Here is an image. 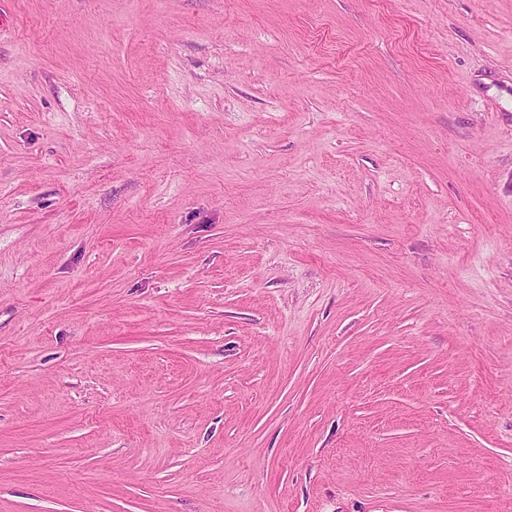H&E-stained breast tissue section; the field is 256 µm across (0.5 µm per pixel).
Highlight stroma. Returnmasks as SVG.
Wrapping results in <instances>:
<instances>
[{
	"label": "stroma",
	"instance_id": "1",
	"mask_svg": "<svg viewBox=\"0 0 512 512\" xmlns=\"http://www.w3.org/2000/svg\"><path fill=\"white\" fill-rule=\"evenodd\" d=\"M0 512H512V0H0Z\"/></svg>",
	"mask_w": 512,
	"mask_h": 512
}]
</instances>
